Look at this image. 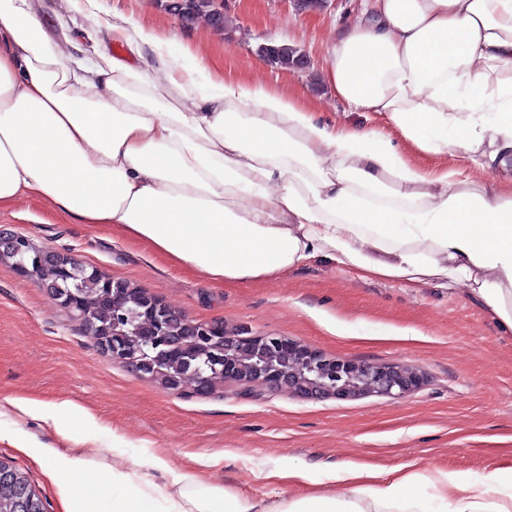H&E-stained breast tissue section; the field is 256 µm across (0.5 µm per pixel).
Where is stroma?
<instances>
[{"label": "stroma", "instance_id": "stroma-1", "mask_svg": "<svg viewBox=\"0 0 512 512\" xmlns=\"http://www.w3.org/2000/svg\"><path fill=\"white\" fill-rule=\"evenodd\" d=\"M360 9L361 0H324L318 9L299 0H224L228 23L221 32L199 20L184 23L156 0H39L38 14L54 42L79 43L91 60L126 55L107 26L112 16H124L172 40L174 52H186L199 85L219 76L262 83L330 124L380 128L418 169H457L472 190L492 183L495 173L474 165L469 154L424 153L397 127L336 97L323 75L326 49L337 24ZM284 42L307 56L306 68L278 69L258 53L259 46ZM1 228L126 281L191 318L223 322L235 335L281 336L332 358L403 365L424 375L422 385L398 399H310L285 387L233 383L206 395L188 383L168 390L113 362L46 288L3 262L2 425L12 417L9 399H70L99 419L102 462L118 466L162 451L174 465L193 463L210 482L265 499L279 491L266 472L284 464L315 476L313 483L289 488L292 496L322 492L324 471L348 461L380 468L412 462L420 472L457 471L476 479L496 469L503 481L512 480V338L464 289L364 279L323 258L276 279L221 285L37 198L1 209ZM227 450L234 459H224ZM1 457L25 473L48 512H61L56 486L28 452L1 440Z\"/></svg>", "mask_w": 512, "mask_h": 512}]
</instances>
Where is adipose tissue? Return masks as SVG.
Instances as JSON below:
<instances>
[{
  "label": "adipose tissue",
  "instance_id": "ef3b65f1",
  "mask_svg": "<svg viewBox=\"0 0 512 512\" xmlns=\"http://www.w3.org/2000/svg\"><path fill=\"white\" fill-rule=\"evenodd\" d=\"M129 59L88 61L47 35L37 0H0V208L24 197L108 224L219 283L265 280L326 258L416 288L463 284L512 337V0H365L336 28L325 78L337 98L427 153L468 152L495 181L415 168L377 129L321 121L265 86H196L170 41L124 18ZM0 440L29 447L26 418L77 443L34 456L62 512H512V483L347 462L344 495L266 505L161 453L103 463L96 416L69 400L9 401ZM432 488L414 496L416 483Z\"/></svg>",
  "mask_w": 512,
  "mask_h": 512
}]
</instances>
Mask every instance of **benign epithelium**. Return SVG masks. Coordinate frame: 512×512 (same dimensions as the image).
<instances>
[{"label": "benign epithelium", "instance_id": "7a95c632", "mask_svg": "<svg viewBox=\"0 0 512 512\" xmlns=\"http://www.w3.org/2000/svg\"><path fill=\"white\" fill-rule=\"evenodd\" d=\"M14 254L24 259L21 268L41 267L48 262L63 263L70 259L64 254H48L35 249L21 235L8 240ZM99 340L112 360L123 362L125 355L121 343L103 329ZM163 352L155 356L150 366L138 362L136 371L142 376L161 378L165 388L175 389L179 379L162 376ZM221 374L224 380L250 388L255 385L276 390L284 386L305 398L333 397L345 399L364 395L399 398L419 387L423 382L421 372L398 365H380L372 362L360 364L344 359L328 358L297 342L276 336H255L246 341L224 334V361H207L198 374L209 379Z\"/></svg>", "mask_w": 512, "mask_h": 512}]
</instances>
